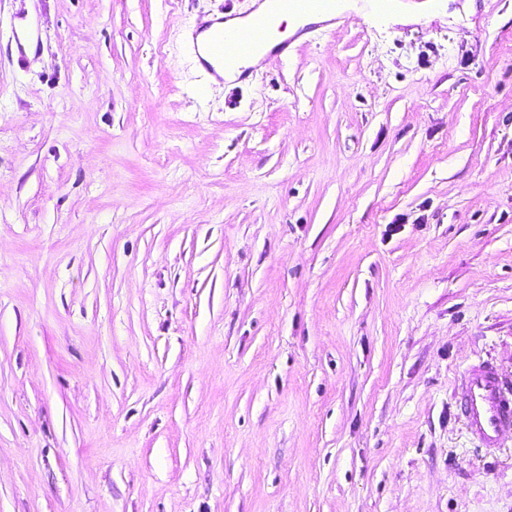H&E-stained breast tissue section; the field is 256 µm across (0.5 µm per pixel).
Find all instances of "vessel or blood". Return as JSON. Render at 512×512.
<instances>
[{
  "mask_svg": "<svg viewBox=\"0 0 512 512\" xmlns=\"http://www.w3.org/2000/svg\"><path fill=\"white\" fill-rule=\"evenodd\" d=\"M269 11L242 26L225 27L223 18L201 16L190 35L197 64L216 81L237 67L249 53L269 43L283 11L320 13L328 0H271ZM457 407L469 432L486 449L499 447L512 434V383L490 363L472 365L465 373Z\"/></svg>",
  "mask_w": 512,
  "mask_h": 512,
  "instance_id": "b4317fda",
  "label": "vessel or blood"
}]
</instances>
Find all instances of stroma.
Listing matches in <instances>:
<instances>
[{
	"mask_svg": "<svg viewBox=\"0 0 512 512\" xmlns=\"http://www.w3.org/2000/svg\"><path fill=\"white\" fill-rule=\"evenodd\" d=\"M253 9L0 0V512H512V0ZM328 1L334 7L328 9ZM272 8L262 14L256 15L250 22L242 26H235L248 21L253 15L263 12L267 2L256 4V9L246 19H232L224 24V16L212 18L203 15L198 18L190 40L197 64L213 79L224 82V77L234 80L233 72L224 74V69L237 67L260 46L268 43L273 35L278 14L282 11L305 13H332L336 9L334 0H270ZM315 20H307L287 13H282L276 22L275 41L279 37L288 35V29L296 24L303 25ZM286 24L285 33H279L278 27ZM274 41V42H275ZM273 42V44H274ZM250 53V54H249ZM457 407L469 432L485 449L498 448L512 434V387L488 362L465 373Z\"/></svg>",
	"mask_w": 512,
	"mask_h": 512,
	"instance_id": "obj_1",
	"label": "stroma"
}]
</instances>
